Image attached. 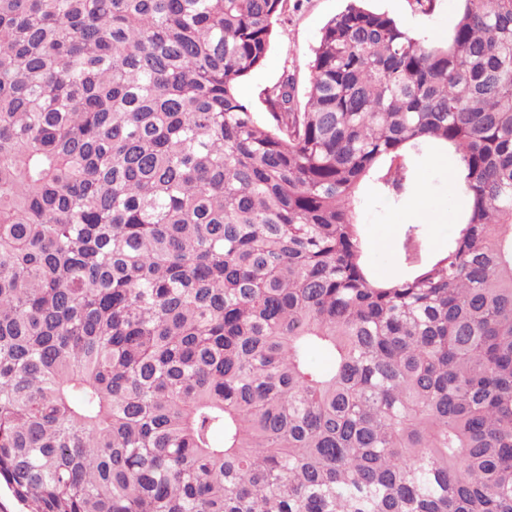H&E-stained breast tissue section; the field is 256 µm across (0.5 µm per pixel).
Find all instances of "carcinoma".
<instances>
[{"label":"carcinoma","instance_id":"1","mask_svg":"<svg viewBox=\"0 0 512 512\" xmlns=\"http://www.w3.org/2000/svg\"><path fill=\"white\" fill-rule=\"evenodd\" d=\"M0 0V481L31 512H512V0ZM454 151L448 249L371 278L361 185ZM316 351L331 364L318 369ZM285 20L276 26L277 35L263 65L245 77L238 87L240 98L259 119L266 116L264 90L276 84L288 67L294 75L298 98L303 104L310 81L309 62L324 24L343 10L344 0H300ZM366 5L387 13L410 34L429 40H446L460 14L458 0H433L426 11L415 0H371Z\"/></svg>","mask_w":512,"mask_h":512}]
</instances>
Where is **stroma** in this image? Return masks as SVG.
Returning a JSON list of instances; mask_svg holds the SVG:
<instances>
[{
	"label": "stroma",
	"mask_w": 512,
	"mask_h": 512,
	"mask_svg": "<svg viewBox=\"0 0 512 512\" xmlns=\"http://www.w3.org/2000/svg\"><path fill=\"white\" fill-rule=\"evenodd\" d=\"M345 0H301L276 26L277 35L263 65L245 77L240 98L265 117L266 88L283 73L293 74L298 94H305L310 81L309 62L324 24L343 10ZM369 8L387 13L410 34L444 40L452 33L459 14V0H433L421 9L415 0H369ZM415 187L405 200L393 202L378 195L373 184H365L355 202V218L364 243V253L375 278L390 280L410 274L439 256L454 235L462 207L457 183L451 176L452 159L446 150L431 147L415 158ZM422 205L432 212L421 223L418 241L407 245L405 232L409 211Z\"/></svg>",
	"instance_id": "stroma-1"
}]
</instances>
